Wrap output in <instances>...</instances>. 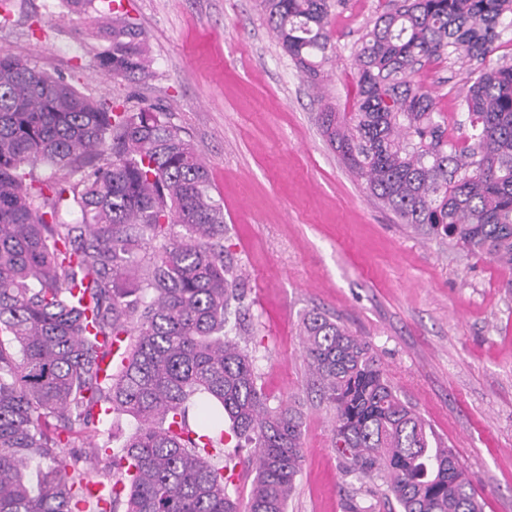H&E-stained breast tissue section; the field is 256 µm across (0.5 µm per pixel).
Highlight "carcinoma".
<instances>
[{
  "label": "carcinoma",
  "instance_id": "cac0c4a2",
  "mask_svg": "<svg viewBox=\"0 0 512 512\" xmlns=\"http://www.w3.org/2000/svg\"><path fill=\"white\" fill-rule=\"evenodd\" d=\"M263 6L318 85L336 55L335 0ZM509 28L512 0H396L351 52L353 111L319 119L404 223L512 267V65L468 87L462 146L417 79L438 60H487ZM98 33L109 45L97 68L150 76L128 15L113 12ZM244 300L223 202L170 113L129 97L99 103L1 48L0 512H239L229 479L240 465L255 471L247 512H286L302 413L258 386L241 346ZM302 336L345 475L382 481L389 512H483L454 449L398 396L368 341L318 311ZM123 420L131 430L118 436ZM231 441L253 452L229 456Z\"/></svg>",
  "mask_w": 512,
  "mask_h": 512
}]
</instances>
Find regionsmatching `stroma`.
Masks as SVG:
<instances>
[{
	"label": "stroma",
	"instance_id": "1",
	"mask_svg": "<svg viewBox=\"0 0 512 512\" xmlns=\"http://www.w3.org/2000/svg\"><path fill=\"white\" fill-rule=\"evenodd\" d=\"M15 0L0 48L63 75L99 102L165 106L206 161L224 203V247L242 275L259 383L303 414V461L287 512H348L351 480L331 446L332 409L301 354L317 310L371 343L401 398L457 452L484 512H512V270L402 223L369 195L322 134L324 108L352 109L351 48L385 0L332 10L336 48L311 86L274 38L260 0H122L153 76L129 84L94 65L96 22ZM471 65L422 71L461 143Z\"/></svg>",
	"mask_w": 512,
	"mask_h": 512
}]
</instances>
